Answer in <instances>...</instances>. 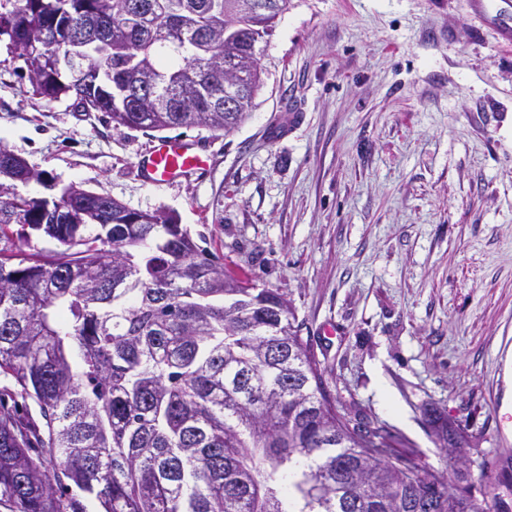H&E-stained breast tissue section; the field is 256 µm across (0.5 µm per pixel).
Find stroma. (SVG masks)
<instances>
[{
    "label": "stroma",
    "instance_id": "obj_1",
    "mask_svg": "<svg viewBox=\"0 0 512 512\" xmlns=\"http://www.w3.org/2000/svg\"><path fill=\"white\" fill-rule=\"evenodd\" d=\"M290 0L264 85L231 133L194 127L212 164L161 188L157 132L113 128L32 92L0 40V146L77 186L172 214L227 269L288 295L349 417L403 435L423 471L512 512V42L491 0ZM474 437L490 474L451 464L425 415Z\"/></svg>",
    "mask_w": 512,
    "mask_h": 512
}]
</instances>
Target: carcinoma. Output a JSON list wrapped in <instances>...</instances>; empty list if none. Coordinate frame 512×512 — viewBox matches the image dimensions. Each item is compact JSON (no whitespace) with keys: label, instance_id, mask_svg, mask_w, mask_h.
<instances>
[{"label":"carcinoma","instance_id":"1","mask_svg":"<svg viewBox=\"0 0 512 512\" xmlns=\"http://www.w3.org/2000/svg\"><path fill=\"white\" fill-rule=\"evenodd\" d=\"M6 36L35 94L113 127H204L249 116L288 0H9ZM137 2L150 24L128 18ZM86 44V81L55 67L54 29ZM245 91L224 110L225 87ZM0 175L41 174L5 148ZM0 183V508L4 512H492L421 474L382 426L351 424L299 336L287 295L225 269L175 218L71 190L61 204ZM22 224L56 240L36 250ZM39 408L41 420L28 410ZM454 459L471 440L436 414ZM301 460L307 469L288 479Z\"/></svg>","mask_w":512,"mask_h":512}]
</instances>
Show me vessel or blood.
I'll list each match as a JSON object with an SVG mask.
<instances>
[{
  "label": "vessel or blood",
  "instance_id": "obj_1",
  "mask_svg": "<svg viewBox=\"0 0 512 512\" xmlns=\"http://www.w3.org/2000/svg\"><path fill=\"white\" fill-rule=\"evenodd\" d=\"M210 166V156L195 139L165 137L142 155L137 169L143 181L154 186L189 179Z\"/></svg>",
  "mask_w": 512,
  "mask_h": 512
}]
</instances>
